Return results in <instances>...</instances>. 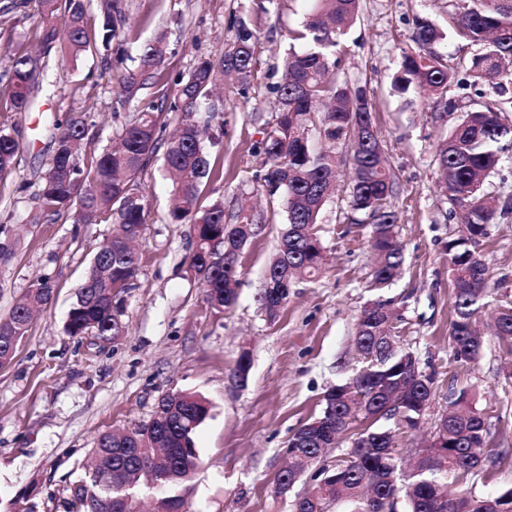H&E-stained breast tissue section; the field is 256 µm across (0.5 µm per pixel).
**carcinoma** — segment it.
Instances as JSON below:
<instances>
[{"mask_svg": "<svg viewBox=\"0 0 512 512\" xmlns=\"http://www.w3.org/2000/svg\"><path fill=\"white\" fill-rule=\"evenodd\" d=\"M39 22L34 39L39 53L17 51L11 56V77L4 98L15 112L32 105L35 80L31 69L53 50L71 60L102 46L110 47L120 36L134 41L125 29L126 18L119 0H37ZM311 9L301 29L292 32L302 48L290 47L282 80L277 85L271 122L262 141L264 155L254 174L257 190L278 198L286 223L276 252L265 271L262 309L274 320L288 302L290 288L300 276L320 273L325 261L318 235V216L336 182V150L350 151L353 160L347 206L366 216L371 226L369 246L376 256L370 286L388 288L401 273L404 254L398 239L397 213L393 208L395 175L387 165L374 121V107L366 86L329 72L336 67L341 37L356 19L360 0H310ZM448 30L457 38L481 46L471 58L475 77L492 84L498 98L480 109L463 113L459 122L437 146L438 176L448 203L462 214L466 231L448 241V272L452 283L455 320L450 334L454 355L474 360L482 347L475 328L477 315L490 296L488 270L476 252L486 225L497 215L512 211L506 200L501 208L489 206L484 192L507 152H512V97L502 85L505 62H512V0H470L467 7L448 14ZM443 32L435 25L416 22L417 49L401 51L394 85L401 91L414 88L447 99L454 82V68L435 45ZM257 29L240 20L233 42L216 59H200L187 78L175 81L174 102L168 93L152 100L138 99L148 87L169 86L165 60L168 53L162 35L140 49L137 67L121 74L116 87L124 102L139 100L134 118L123 125L112 145L86 157L88 117L77 112L58 125L56 148L36 192L40 214L56 215L74 210L79 224L108 223L112 236L100 244L89 271L76 292L66 322L68 333L115 340L122 335L125 295L134 288L142 255L133 242L140 236L148 211V196L139 175L158 151L173 174L170 223L192 226V244L185 259L186 272L204 288L210 308L222 313L234 307L240 275V253L257 235L264 214L244 202L225 214L224 201H201L202 186L215 176L207 159L205 135L223 125V114L213 103L224 76L250 85L254 76ZM178 113L172 137L161 140L165 111ZM318 134L325 148L313 146ZM19 142L0 129V181L15 169ZM55 285L39 279L25 299L0 319V365L12 361L18 343L27 335L33 309L50 301ZM369 314L356 329V349L364 370L331 387L318 416L292 435L308 437L300 451L318 454V439L326 435L335 445L350 440V459L332 468L334 476L321 485L322 476H311L307 497L293 503V512H323L333 503H346L350 512H385L404 503L406 512H451L448 484L471 475L473 466L486 461L483 446L487 420L465 390L448 392L453 408L450 421L438 417L433 428L450 429L444 447H428L414 459L418 474L393 484L389 476L402 469L403 456L389 430L375 427L380 420L397 419L413 430L412 421L424 416L419 403L430 402L434 375L411 367L412 352L394 335V315ZM512 355V305L503 306L489 326ZM210 412L208 402L195 393L171 391L156 403L151 425L135 424L99 435L91 449L92 464L72 489L74 512H132L125 499L126 486L140 484L151 472L164 490H175L191 481L201 459L194 435ZM320 423V429L313 427ZM512 489L505 492L471 493L468 512H512ZM185 506L179 494L157 499L155 512H177Z\"/></svg>", "mask_w": 512, "mask_h": 512, "instance_id": "1", "label": "carcinoma"}]
</instances>
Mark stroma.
<instances>
[{
    "instance_id": "35a3bbf8",
    "label": "stroma",
    "mask_w": 512,
    "mask_h": 512,
    "mask_svg": "<svg viewBox=\"0 0 512 512\" xmlns=\"http://www.w3.org/2000/svg\"><path fill=\"white\" fill-rule=\"evenodd\" d=\"M128 27L141 41L166 37L171 77L188 75L201 58L220 56L240 19L258 30L257 72L249 88L225 81L219 103L224 126L214 129L218 146L208 147L210 180L202 198H220L226 210L253 196L271 220L244 248L238 302L225 313L212 311L203 291L186 272L191 227L168 221L169 183L163 158L154 156L140 176L150 196L139 250L136 286L124 304L125 332L98 343L66 333L65 323L108 224H79L73 212L35 224H17L20 248L0 263V318L38 278L56 292L35 314L12 362L0 368V512H18L33 502L38 512H66L70 489L83 476L88 454L106 430L151 419L158 398L182 390L206 398L211 411L198 428L195 447L203 461L195 479L182 487L189 512H292L293 500L275 493L277 475L293 433L323 406L329 386L357 368V316L376 297L390 300L399 314L404 344L435 374L431 406L420 429L397 431L398 448L422 446L447 404L449 389L468 390L485 416V453L499 457L489 471L469 476L477 492L512 489V356L499 340L484 335L478 358L456 361L448 344L455 318L448 275V242L460 230L459 216L437 183L436 146L455 122L436 98L392 86L400 52L415 48L417 19L446 28L461 0H361L343 40L339 71L366 83L385 155L396 177L395 210L404 250L403 271L384 294L367 286L372 263L370 227L351 221L346 186L351 157L338 155V188L319 215L326 265L292 288L275 320L261 310L263 272L276 250L282 213L267 195H253L251 179L262 162L259 144L282 77V59L300 29L307 0H121ZM16 20L0 11V89L11 69L10 46H30L35 6ZM457 69L448 93L459 105L477 108L496 92L475 78L465 63L476 47L453 39L439 46ZM135 44L114 39L109 53H86L76 61L51 60L41 72L33 104L18 114L0 102V126L14 128L20 144L16 168L0 182V220L9 211L36 213L34 194L55 149L56 123L70 113H89L94 123L87 154L100 152L129 120L135 104L113 92L117 77L131 67ZM479 254L489 269L491 296L481 314L512 304V215L489 225ZM249 351L246 386H230L242 351Z\"/></svg>"
}]
</instances>
